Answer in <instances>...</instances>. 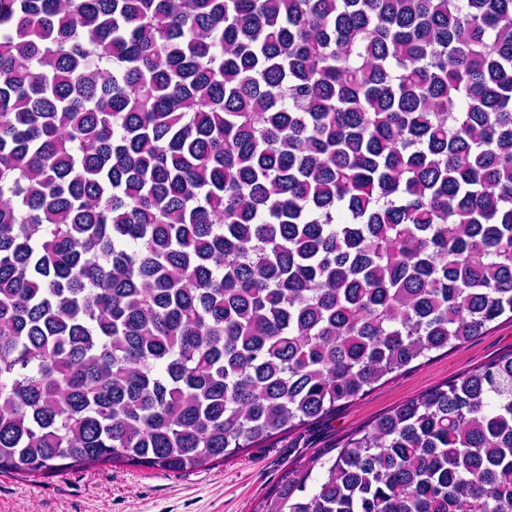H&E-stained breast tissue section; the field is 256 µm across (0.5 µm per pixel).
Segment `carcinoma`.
Instances as JSON below:
<instances>
[{
    "label": "carcinoma",
    "instance_id": "cac0c4a2",
    "mask_svg": "<svg viewBox=\"0 0 512 512\" xmlns=\"http://www.w3.org/2000/svg\"><path fill=\"white\" fill-rule=\"evenodd\" d=\"M503 316L512 0H0V473L221 463ZM333 451L255 512H512V353Z\"/></svg>",
    "mask_w": 512,
    "mask_h": 512
}]
</instances>
